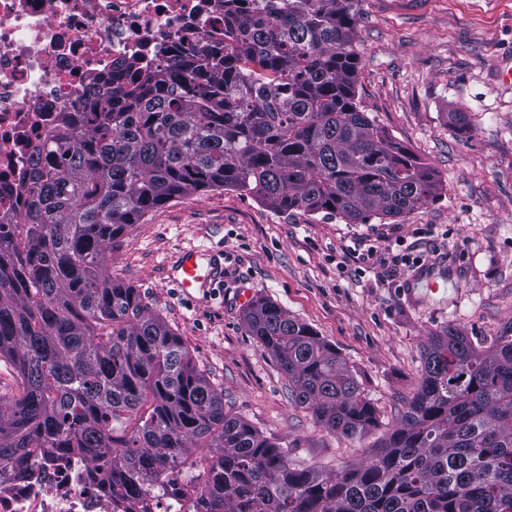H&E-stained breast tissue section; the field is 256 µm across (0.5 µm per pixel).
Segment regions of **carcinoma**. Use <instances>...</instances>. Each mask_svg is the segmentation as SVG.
<instances>
[{
  "instance_id": "1",
  "label": "carcinoma",
  "mask_w": 512,
  "mask_h": 512,
  "mask_svg": "<svg viewBox=\"0 0 512 512\" xmlns=\"http://www.w3.org/2000/svg\"><path fill=\"white\" fill-rule=\"evenodd\" d=\"M358 2L224 0V54L202 49L99 96L90 130L35 161L31 205L0 223V359L24 385L0 399L1 466L77 451L133 492L138 474L178 478L196 471L192 449L214 448L200 491L216 512H512V335L432 337L400 425L328 472L224 412L182 339L106 269L126 229L177 196L232 188L350 224L434 201L433 169L356 99ZM448 118L472 133L466 113ZM244 325L323 426L347 438L378 426L309 325L263 298Z\"/></svg>"
}]
</instances>
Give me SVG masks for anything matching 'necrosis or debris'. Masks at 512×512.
Returning <instances> with one entry per match:
<instances>
[{"label":"necrosis or debris","mask_w":512,"mask_h":512,"mask_svg":"<svg viewBox=\"0 0 512 512\" xmlns=\"http://www.w3.org/2000/svg\"><path fill=\"white\" fill-rule=\"evenodd\" d=\"M203 45L224 46V0H0V223L30 200L34 159L84 130L91 89ZM189 485L129 495L84 454L42 452L0 468V512H208Z\"/></svg>","instance_id":"obj_1"}]
</instances>
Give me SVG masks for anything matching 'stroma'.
I'll list each match as a JSON object with an SVG mask.
<instances>
[{
	"mask_svg": "<svg viewBox=\"0 0 512 512\" xmlns=\"http://www.w3.org/2000/svg\"><path fill=\"white\" fill-rule=\"evenodd\" d=\"M356 50L362 109L435 170L433 203L349 224L216 189L154 209L108 254L112 274L139 288L223 391L225 412L325 470L365 461L397 425L430 337L450 327L481 341L512 334V84L500 76L512 60V0H359ZM452 112L467 113L472 136L450 126ZM200 244L223 255L224 279L188 298L168 270ZM369 249L375 258L359 261ZM391 254L412 261L397 266ZM260 298L336 346L375 405L377 428L346 439L294 402L243 324Z\"/></svg>",
	"mask_w": 512,
	"mask_h": 512,
	"instance_id": "35a3bbf8",
	"label": "stroma"
}]
</instances>
